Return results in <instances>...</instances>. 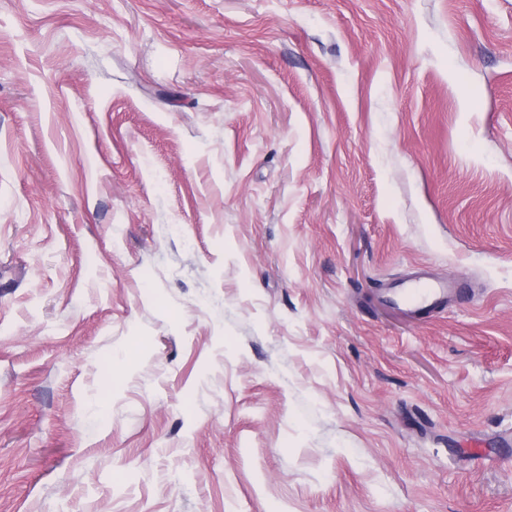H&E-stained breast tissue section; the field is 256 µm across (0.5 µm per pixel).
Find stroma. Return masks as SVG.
<instances>
[{"mask_svg":"<svg viewBox=\"0 0 512 512\" xmlns=\"http://www.w3.org/2000/svg\"><path fill=\"white\" fill-rule=\"evenodd\" d=\"M508 436L512 0H0V512H512ZM419 283H413L401 288H394L391 299L397 306H404L409 312L419 313L425 309L439 308L448 303V297L453 296L454 288L436 283L432 286L419 288Z\"/></svg>","mask_w":512,"mask_h":512,"instance_id":"1","label":"stroma"}]
</instances>
